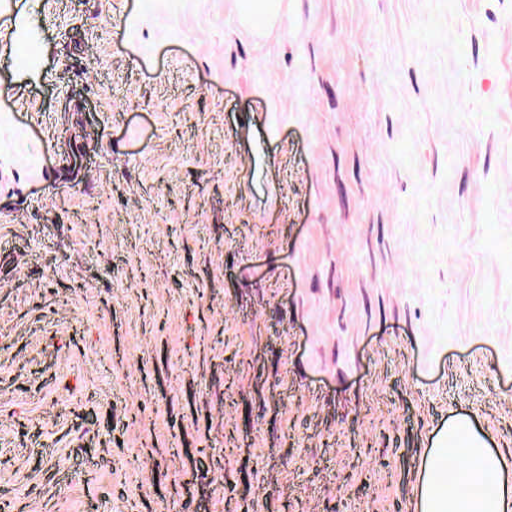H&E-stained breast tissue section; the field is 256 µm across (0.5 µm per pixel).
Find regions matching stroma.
I'll use <instances>...</instances> for the list:
<instances>
[{
  "instance_id": "stroma-1",
  "label": "stroma",
  "mask_w": 512,
  "mask_h": 512,
  "mask_svg": "<svg viewBox=\"0 0 512 512\" xmlns=\"http://www.w3.org/2000/svg\"><path fill=\"white\" fill-rule=\"evenodd\" d=\"M512 448V0H0V512H413ZM279 0H240L244 18L253 24L269 22L278 12ZM487 438L475 431L471 421L462 417L448 423L440 434L443 448H437L425 457V470L431 477L420 486V512H510L512 485L498 475L507 468L508 456L489 449ZM479 459L476 471H455L448 476L444 459L446 451Z\"/></svg>"
}]
</instances>
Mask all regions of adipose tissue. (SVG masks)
<instances>
[{
	"label": "adipose tissue",
	"instance_id": "1",
	"mask_svg": "<svg viewBox=\"0 0 512 512\" xmlns=\"http://www.w3.org/2000/svg\"><path fill=\"white\" fill-rule=\"evenodd\" d=\"M440 441L441 448L425 458L430 477L420 487V512H512V483L498 478L512 461L507 455L491 451L485 436L465 417L450 421ZM450 450L480 460V468L447 472L444 459Z\"/></svg>",
	"mask_w": 512,
	"mask_h": 512
}]
</instances>
